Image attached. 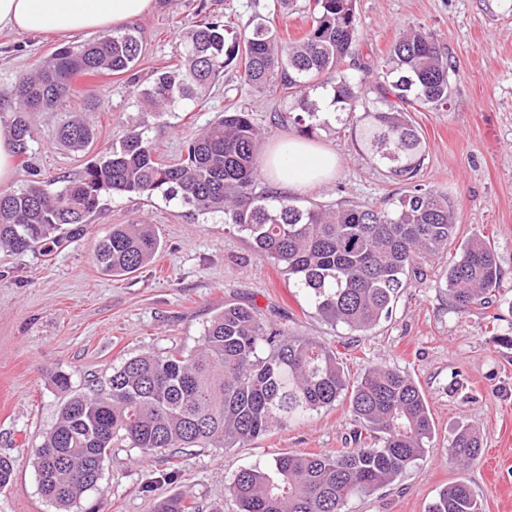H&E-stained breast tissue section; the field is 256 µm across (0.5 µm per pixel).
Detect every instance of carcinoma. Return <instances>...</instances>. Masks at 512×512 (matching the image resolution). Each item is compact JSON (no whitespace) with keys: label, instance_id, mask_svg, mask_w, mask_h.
Returning <instances> with one entry per match:
<instances>
[{"label":"carcinoma","instance_id":"1","mask_svg":"<svg viewBox=\"0 0 512 512\" xmlns=\"http://www.w3.org/2000/svg\"><path fill=\"white\" fill-rule=\"evenodd\" d=\"M305 8L308 28L294 40L259 15L236 27L206 20L186 29L178 63L137 95L145 111L161 117L177 102L201 99L227 67L242 63L243 85L255 92L280 86L296 98L278 121L302 134L330 125L331 117L345 125L361 108L364 145L401 185L393 208L303 207L275 192L256 194L265 132L252 113L234 109L199 133L177 163L164 162L145 131L132 126L112 151L53 191L37 178L17 190L0 189V247L24 254L42 243L60 245L88 223L104 196L159 195L199 215L224 216L335 326L368 332L390 319L409 274L435 261L442 262L441 278L457 311L498 302L504 274L495 249L472 236L448 255L457 238L455 211L446 195L417 179L425 147L410 112L448 108L452 65L432 37L414 27L377 64L347 74L339 64L359 42L356 0H307ZM141 53V41L127 30L59 48L37 71L18 74L9 95L0 96V116L9 113L4 126L17 154L27 156L34 141L32 113L69 108L83 78L127 74L136 80ZM372 76L381 104L376 111L366 107ZM311 86L331 89L333 113L309 97ZM56 137L78 152L93 132L73 119L57 128ZM160 246L149 224H114L96 245L95 260L103 271L125 276L150 263ZM53 383L68 397L33 456L39 489L57 512H70L97 487V463L122 443L145 456L171 448H233L340 400L348 401L358 422L356 447L279 454L239 470L227 483L237 512H348L352 498L392 484L436 447L427 401L409 375L379 364L353 382L330 347L244 303L224 304L194 348L134 356L103 388L72 394L65 373ZM445 447L462 467L482 453L479 434L464 423ZM157 512H193V506L172 497ZM429 512L482 507L469 485L456 481Z\"/></svg>","mask_w":512,"mask_h":512}]
</instances>
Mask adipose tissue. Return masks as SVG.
<instances>
[{
	"label": "adipose tissue",
	"mask_w": 512,
	"mask_h": 512,
	"mask_svg": "<svg viewBox=\"0 0 512 512\" xmlns=\"http://www.w3.org/2000/svg\"><path fill=\"white\" fill-rule=\"evenodd\" d=\"M154 5L155 0H0V30L60 38L108 32L142 18ZM336 167L332 152L290 138L268 153L264 174L302 192L327 183Z\"/></svg>",
	"instance_id": "ef3b65f1"
}]
</instances>
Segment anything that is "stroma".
Masks as SVG:
<instances>
[{
  "instance_id": "stroma-1",
  "label": "stroma",
  "mask_w": 512,
  "mask_h": 512,
  "mask_svg": "<svg viewBox=\"0 0 512 512\" xmlns=\"http://www.w3.org/2000/svg\"><path fill=\"white\" fill-rule=\"evenodd\" d=\"M200 0H156L133 28L143 51L136 68L141 84L175 62L179 33L198 21ZM213 14L241 23L254 15L297 37L301 14H285L273 0H212ZM361 35L346 73L382 56L397 36L423 27L455 67L447 110L413 113L425 144L420 182L446 194L460 238L478 234L495 247L512 289V0H357ZM52 34L0 33V91L20 72L38 67L60 47ZM78 119L93 128L87 151L73 152L54 139L66 112L34 115L29 161L41 180L77 177L87 162L108 152L126 127L142 124L157 153L179 159L192 137L225 110L243 108L267 129L264 148L297 136L278 124L277 113L293 102L286 92L243 88L236 67L198 104L179 103L157 118L140 111L124 75L84 82ZM335 153L336 177L296 193L299 204L388 206L401 187L369 160L350 132L333 126L308 137ZM116 224H150L161 248L137 272L113 277L99 270L93 250ZM255 305L262 316L335 350L351 376L387 363L410 375L424 393L436 429L437 448L391 485L353 498L349 512H428L440 491L462 480L483 512H512V350L498 346L495 332L512 330V314L490 326L485 310L460 313L448 301L438 267L412 280L391 319L360 334L316 316L280 268L260 257L245 234L223 217L203 218L161 197H103L79 235L62 246L44 245L22 255L0 250V456L14 462L11 484L0 490V512H55L42 496L33 450L55 421L63 396L55 373L71 377L85 392L104 384L113 368L146 352L196 345L210 318L225 303ZM482 439V455L460 468L443 444L459 422ZM356 428L348 402L314 413L306 421L273 429L233 448H184L178 457L142 455L120 446L106 459L102 477L72 512H154L170 496L184 497L198 512L223 506L234 512L226 485L239 469L288 452L325 453L353 447Z\"/></svg>"
}]
</instances>
